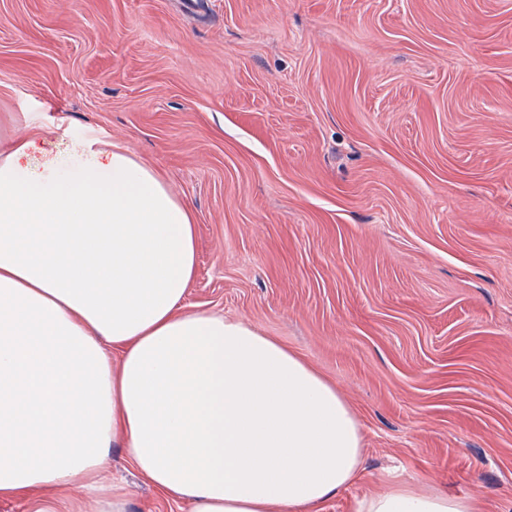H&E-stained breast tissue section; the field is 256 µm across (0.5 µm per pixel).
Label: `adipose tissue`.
<instances>
[{
    "mask_svg": "<svg viewBox=\"0 0 512 512\" xmlns=\"http://www.w3.org/2000/svg\"><path fill=\"white\" fill-rule=\"evenodd\" d=\"M190 208L123 147L0 146V498L126 512L123 443L190 512H324L359 480L358 419L335 385L253 326L187 312ZM353 512H487L391 475Z\"/></svg>",
    "mask_w": 512,
    "mask_h": 512,
    "instance_id": "1",
    "label": "adipose tissue"
}]
</instances>
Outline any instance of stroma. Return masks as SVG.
Wrapping results in <instances>:
<instances>
[{
    "mask_svg": "<svg viewBox=\"0 0 512 512\" xmlns=\"http://www.w3.org/2000/svg\"><path fill=\"white\" fill-rule=\"evenodd\" d=\"M193 214L188 311L334 383L389 470L512 512V0H0V132ZM127 512H188L115 446Z\"/></svg>",
    "mask_w": 512,
    "mask_h": 512,
    "instance_id": "35a3bbf8",
    "label": "stroma"
}]
</instances>
